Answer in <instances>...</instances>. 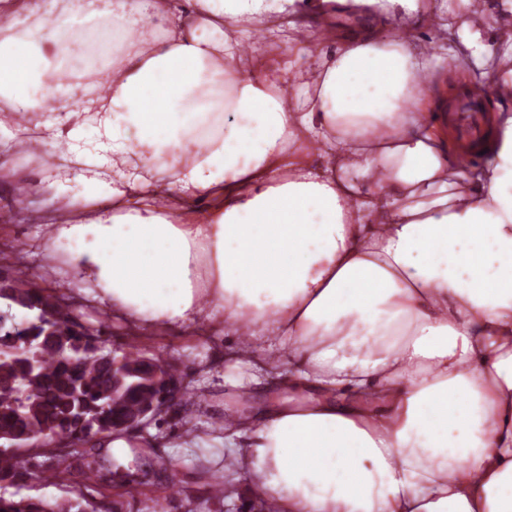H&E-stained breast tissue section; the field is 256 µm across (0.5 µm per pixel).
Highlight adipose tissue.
<instances>
[{
  "label": "adipose tissue",
  "mask_w": 512,
  "mask_h": 512,
  "mask_svg": "<svg viewBox=\"0 0 512 512\" xmlns=\"http://www.w3.org/2000/svg\"><path fill=\"white\" fill-rule=\"evenodd\" d=\"M444 2L0 0V112L24 149L49 113L82 186L28 185L65 215L44 268L69 242L93 304L149 339L225 337L226 371L288 387L224 425L276 512H512V71L471 170L405 109L434 61L495 52L484 19L512 0L455 26ZM350 3L373 21L336 25ZM402 16L440 41L383 39ZM77 18L98 27L83 55Z\"/></svg>",
  "instance_id": "obj_1"
}]
</instances>
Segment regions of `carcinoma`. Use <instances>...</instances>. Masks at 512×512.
Returning a JSON list of instances; mask_svg holds the SVG:
<instances>
[{"instance_id":"1","label":"carcinoma","mask_w":512,"mask_h":512,"mask_svg":"<svg viewBox=\"0 0 512 512\" xmlns=\"http://www.w3.org/2000/svg\"><path fill=\"white\" fill-rule=\"evenodd\" d=\"M18 289L37 320L4 329L0 313V434L29 445L22 457L0 452V484L37 478L64 481L74 467L92 481L102 465L93 449L70 450L75 432L85 436L119 431L118 423L158 402L161 392L145 356L132 345L112 368L103 325L85 324L76 309L28 281ZM53 339H44L46 332ZM0 512H95L79 492L64 501L15 500L0 494Z\"/></svg>"}]
</instances>
